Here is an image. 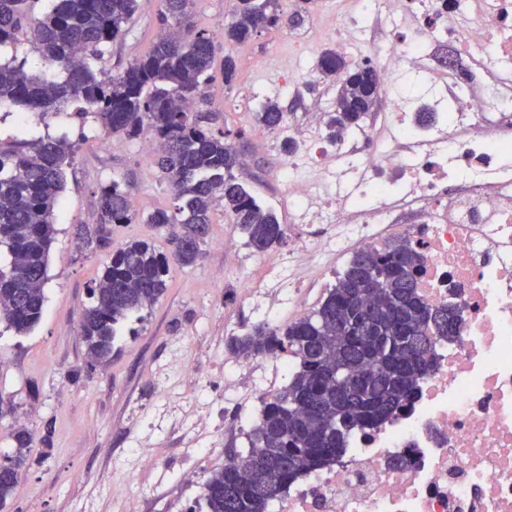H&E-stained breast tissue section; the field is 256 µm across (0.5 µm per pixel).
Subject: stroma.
Wrapping results in <instances>:
<instances>
[{
  "instance_id": "1",
  "label": "stroma",
  "mask_w": 512,
  "mask_h": 512,
  "mask_svg": "<svg viewBox=\"0 0 512 512\" xmlns=\"http://www.w3.org/2000/svg\"><path fill=\"white\" fill-rule=\"evenodd\" d=\"M157 8L158 0H145L123 40L114 43L100 61V68L118 72L151 48L157 34ZM230 52L237 61L238 78L229 87L220 81L210 86L216 114L212 127L244 132L235 174L284 223L288 210L275 166L285 156L279 139L263 137L254 114L264 98L277 95L292 105L298 117L311 103H331L336 91L315 77L300 82L297 90L278 94L294 59L287 29L261 31ZM258 57L267 60L260 71L253 66ZM21 120L31 135L64 134L77 142L78 149L55 210L57 233L49 256L41 322L26 336L0 335V397L12 401L17 420L35 435H43L45 424H52L53 446L34 445L19 486L0 512H78L81 503L90 512H109L108 496L116 474L134 494L146 488L162 490L170 498L169 512H188L197 489L181 483L178 466L192 459L193 433L181 419H169L154 440L153 453L160 468L151 473L137 470L136 444L156 422V374L171 365L175 341L195 337L200 372L211 386L218 387L224 366L213 357L210 343L224 341L225 318H235L241 325L256 323L249 311L225 305V297L241 291L246 274L226 266L223 254L215 248L221 240L230 249L245 252L244 238L225 215L223 205H216L197 265L172 266L167 292L144 311L134 332L117 337L111 360L85 370L78 320L87 289L105 256L80 251L75 231L94 222L95 192L101 183L121 181L132 210L140 215L170 207L172 196L151 160L142 155L140 141L105 152L98 146L104 132L94 122L81 121L71 111L44 117L20 106L11 107L6 121L0 122V138L12 136ZM73 370L78 371V378H70Z\"/></svg>"
}]
</instances>
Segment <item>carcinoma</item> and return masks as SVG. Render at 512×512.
Wrapping results in <instances>:
<instances>
[{
    "label": "carcinoma",
    "mask_w": 512,
    "mask_h": 512,
    "mask_svg": "<svg viewBox=\"0 0 512 512\" xmlns=\"http://www.w3.org/2000/svg\"><path fill=\"white\" fill-rule=\"evenodd\" d=\"M40 0H0V105L62 112L92 119L118 139L150 136L159 143L153 163L172 193V207L148 213L145 223L165 231V254L145 239L112 249L116 224H132L127 192L114 179L98 187L97 220L77 229L85 250L110 258L89 287L91 302L79 319L85 364L107 360L118 331L152 307L168 288L170 268L192 267L202 255L213 208L224 213L258 253L286 242L276 214L264 208L233 173L240 151L231 132L214 130L202 117L208 88L238 77L235 58H217V43L190 25L193 0H159L156 40L122 71L97 62L141 8V0H55L35 14ZM280 0H236L224 23L228 45H244L266 28L300 24ZM38 49L45 70L6 55L20 38ZM324 78L336 79V96L324 113L333 135L363 128L379 105L383 86L370 65H356L333 48L317 61ZM290 112L277 97L259 104L256 120L268 131L284 127ZM0 139V327L25 336L40 323L45 304L54 212L65 188L66 167L77 144L65 136ZM422 255L404 242L382 252L353 254L320 305L286 324H252L224 345L236 357L284 355L288 382L262 401L242 448L224 449L230 463L211 472L189 512H268L301 475L336 459L350 434L368 433L407 409L431 370L437 347L453 340L461 307L431 305L418 292ZM10 449L0 454V505L12 497L29 465L35 434L11 427Z\"/></svg>",
    "instance_id": "cac0c4a2"
}]
</instances>
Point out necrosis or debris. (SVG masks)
<instances>
[{
  "label": "necrosis or debris",
  "mask_w": 512,
  "mask_h": 512,
  "mask_svg": "<svg viewBox=\"0 0 512 512\" xmlns=\"http://www.w3.org/2000/svg\"><path fill=\"white\" fill-rule=\"evenodd\" d=\"M320 27L372 64L390 94L380 124L331 136L319 114L287 125L297 148L277 169L288 250L231 267L261 274L236 298L278 323L302 313L344 257L409 242L424 257L421 294L462 308L410 406L349 436L336 461L292 483L270 512H512V0H350ZM452 45L484 73L432 62ZM416 76L424 98L400 92ZM434 113L420 125L417 115ZM287 357L224 363L227 388L256 421L288 375Z\"/></svg>",
  "instance_id": "necrosis-or-debris-1"
}]
</instances>
